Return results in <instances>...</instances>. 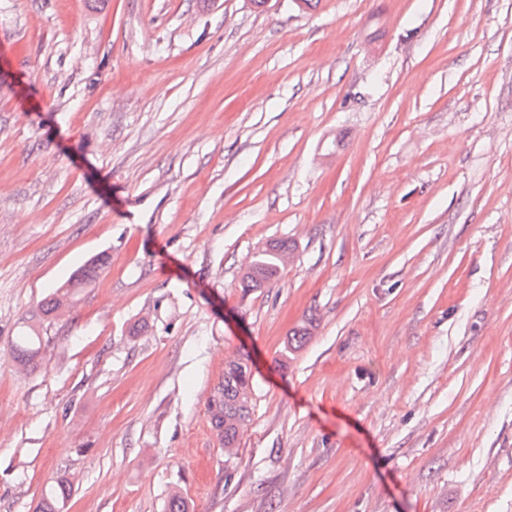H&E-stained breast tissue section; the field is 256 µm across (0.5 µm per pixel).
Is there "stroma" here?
Masks as SVG:
<instances>
[{"label":"stroma","instance_id":"1","mask_svg":"<svg viewBox=\"0 0 512 512\" xmlns=\"http://www.w3.org/2000/svg\"><path fill=\"white\" fill-rule=\"evenodd\" d=\"M60 478L64 512H512V0H0V512ZM293 251L294 246L288 240L270 241L259 247L253 254L248 270L241 274L239 288L247 294L276 282L283 270L281 259L285 253ZM98 260L80 269L68 281L57 288L48 300H45L23 324L22 336H17L13 343L11 355L15 362L28 365L32 370L38 367L44 347L41 322L45 317L55 314L68 301L71 306L77 297V288H84L94 277ZM65 287V288H61ZM240 366L224 370V376L211 392L207 408L210 421L226 445H239L253 414V376L248 360H238ZM248 393V397H245ZM223 434H222V433Z\"/></svg>","mask_w":512,"mask_h":512}]
</instances>
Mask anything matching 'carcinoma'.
Wrapping results in <instances>:
<instances>
[{
  "label": "carcinoma",
  "mask_w": 512,
  "mask_h": 512,
  "mask_svg": "<svg viewBox=\"0 0 512 512\" xmlns=\"http://www.w3.org/2000/svg\"><path fill=\"white\" fill-rule=\"evenodd\" d=\"M293 251V244L287 240L270 241L259 247L253 254L248 270L241 274L239 288L246 294L276 282L283 270L281 259L284 254ZM97 268L98 263L93 261L80 269L32 312L24 322L22 335L16 337L13 343L11 355L14 361L27 365L33 370L38 367L44 347L41 322L44 318L55 314L63 303L74 302L77 289L84 287L93 279ZM315 328L314 318L305 319L290 332L286 351L300 348L313 334ZM252 390V370L248 361L242 360L239 367L224 371V376L208 398L207 408L211 424L222 433L226 445H239L240 436L252 421L253 399L250 397ZM68 496L69 487L62 481L56 482L45 489L40 512H61V504Z\"/></svg>",
  "instance_id": "obj_1"
}]
</instances>
